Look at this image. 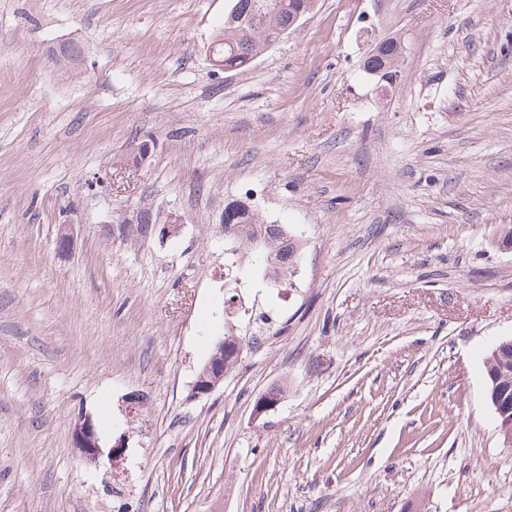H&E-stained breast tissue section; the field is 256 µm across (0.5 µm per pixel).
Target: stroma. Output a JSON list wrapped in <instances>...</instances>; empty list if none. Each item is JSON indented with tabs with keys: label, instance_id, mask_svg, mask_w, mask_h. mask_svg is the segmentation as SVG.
Segmentation results:
<instances>
[{
	"label": "stroma",
	"instance_id": "obj_1",
	"mask_svg": "<svg viewBox=\"0 0 512 512\" xmlns=\"http://www.w3.org/2000/svg\"><path fill=\"white\" fill-rule=\"evenodd\" d=\"M226 7L0 0V512H512L483 367L512 339V0H319L229 73ZM244 197L299 236L291 280L225 235ZM144 210L180 233L127 239ZM379 45L377 53L367 59L365 67L366 69L370 67L373 70H380L383 75L388 76V80L393 81L397 73L396 61L400 55V45L394 39L383 40ZM215 345L217 349L223 348L224 351H222L220 358L214 360L211 370L214 372L217 367L223 366V364L224 368L208 381V385L201 386L198 384L197 379L194 380L191 389V396L193 398H200L211 394L224 382V373L232 369L242 358V354L246 346H248V342H246L245 337L230 335L219 338L215 342ZM73 443L82 450L86 459H95L99 453L98 440L92 424L86 419H79L72 432Z\"/></svg>",
	"mask_w": 512,
	"mask_h": 512
}]
</instances>
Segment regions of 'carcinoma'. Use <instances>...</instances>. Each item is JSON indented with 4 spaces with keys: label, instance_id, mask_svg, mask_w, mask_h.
<instances>
[{
    "label": "carcinoma",
    "instance_id": "carcinoma-1",
    "mask_svg": "<svg viewBox=\"0 0 512 512\" xmlns=\"http://www.w3.org/2000/svg\"><path fill=\"white\" fill-rule=\"evenodd\" d=\"M318 0H229L224 13V26L217 29L214 42L223 50L224 67L235 71L246 70L259 54L274 45L276 40L297 27L296 14L303 11L310 14L316 8ZM400 45L394 39L380 43L377 53L370 56L365 67L380 70L388 79L397 73V57ZM224 228L232 229L233 234L253 243L255 237L263 236L266 254L277 261L283 272V278L295 273L296 247L285 244L283 229L277 224H261L256 213L244 205L233 201L224 205ZM248 346L241 336L224 337V351L214 360L212 368L224 366L232 369L242 358Z\"/></svg>",
    "mask_w": 512,
    "mask_h": 512
}]
</instances>
